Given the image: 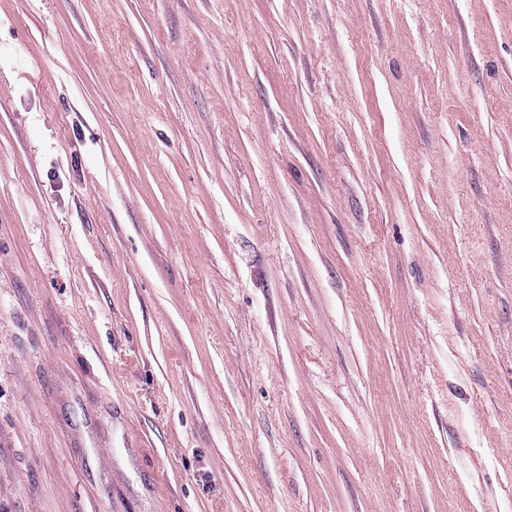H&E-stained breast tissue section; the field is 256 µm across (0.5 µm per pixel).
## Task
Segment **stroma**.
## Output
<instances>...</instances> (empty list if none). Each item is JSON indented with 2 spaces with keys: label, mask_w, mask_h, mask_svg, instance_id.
<instances>
[{
  "label": "stroma",
  "mask_w": 512,
  "mask_h": 512,
  "mask_svg": "<svg viewBox=\"0 0 512 512\" xmlns=\"http://www.w3.org/2000/svg\"><path fill=\"white\" fill-rule=\"evenodd\" d=\"M0 512H512V0H0Z\"/></svg>",
  "instance_id": "1"
}]
</instances>
